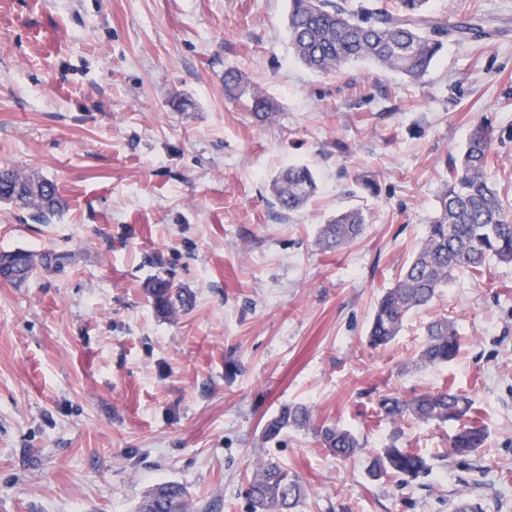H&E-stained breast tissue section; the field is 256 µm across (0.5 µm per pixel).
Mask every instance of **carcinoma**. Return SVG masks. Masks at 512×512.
Segmentation results:
<instances>
[{"label": "carcinoma", "mask_w": 512, "mask_h": 512, "mask_svg": "<svg viewBox=\"0 0 512 512\" xmlns=\"http://www.w3.org/2000/svg\"><path fill=\"white\" fill-rule=\"evenodd\" d=\"M396 9L362 2L355 8L347 0H289L288 40L300 62L314 73H330L357 60L410 78L425 75L444 42L463 34L484 33L469 20L448 21L426 8L428 0H399ZM249 94L250 112L261 122H273L279 115L274 102L251 89L242 76L224 72V94L228 98ZM497 154L488 127L476 125L460 156L447 161L448 180L436 194L432 214L417 253L405 266L397 283L378 298L372 313L367 342L372 347L388 344L397 336L405 317L429 305L439 289L458 273H482L490 261L512 263V206L490 181ZM271 206L287 213L299 210L316 193L310 169L291 165L273 180ZM0 203L28 211L34 224H49L62 208L57 185L35 173H20L0 167ZM367 215L350 208L321 225L319 243L340 250L364 232ZM10 262L7 281L23 284L40 267L64 271L70 258L46 251L39 255L24 249L1 251L0 259ZM155 310L165 315L176 304L187 305L190 297L173 288L170 279L155 276L146 288ZM426 341L419 352L422 366L447 363L455 358L460 342L454 322L439 317L426 325ZM474 402L464 393L439 390L410 400L385 397L378 402L379 413L391 422L411 416L425 423H453L456 430L450 453L468 457L482 447L486 432L471 423ZM307 428L333 454L351 458L362 450L348 430L331 424L313 423L303 404L283 407L263 429V439L273 441L288 428ZM428 469L426 458L401 448L397 440L369 455L367 472L374 479L389 475L413 478ZM305 489L295 474L275 462H263L255 469L247 487L250 512H295ZM188 492L175 481L156 485L138 507V512H187Z\"/></svg>", "instance_id": "cac0c4a2"}]
</instances>
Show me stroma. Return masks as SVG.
Wrapping results in <instances>:
<instances>
[{"mask_svg":"<svg viewBox=\"0 0 512 512\" xmlns=\"http://www.w3.org/2000/svg\"><path fill=\"white\" fill-rule=\"evenodd\" d=\"M487 21L445 43L422 79L369 62L331 74L293 54L288 0H0V167L57 183L49 224L0 204V251L70 253L65 271L0 281V512H136L176 481L188 512H250L247 481L274 461L300 476L297 512H512V263L459 275L387 346L367 330L424 235L470 130L496 140L512 196V0H430ZM241 70L279 106L262 124L224 94ZM308 165L317 192L280 213L269 184ZM363 208L340 251L321 224ZM161 275L190 307L155 311ZM452 319L456 360L423 367L426 323ZM445 388L474 401L487 436L448 455L451 424L378 413L385 395ZM351 431L344 460L306 430L264 442L290 403ZM418 478L370 480L391 438Z\"/></svg>","mask_w":512,"mask_h":512,"instance_id":"stroma-1","label":"stroma"}]
</instances>
